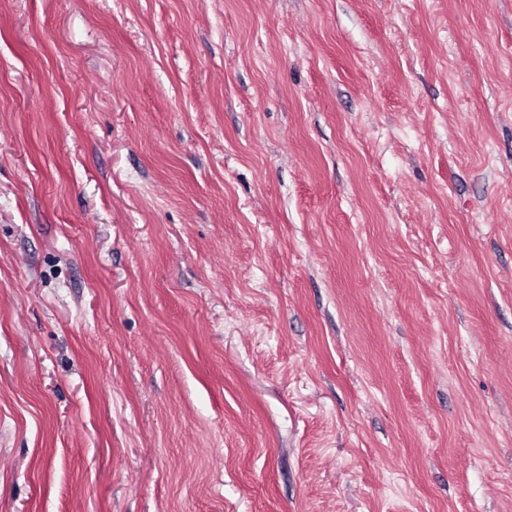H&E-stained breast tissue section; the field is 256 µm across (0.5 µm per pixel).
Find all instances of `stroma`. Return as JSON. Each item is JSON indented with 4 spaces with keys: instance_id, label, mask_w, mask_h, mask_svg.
<instances>
[{
    "instance_id": "obj_1",
    "label": "stroma",
    "mask_w": 512,
    "mask_h": 512,
    "mask_svg": "<svg viewBox=\"0 0 512 512\" xmlns=\"http://www.w3.org/2000/svg\"><path fill=\"white\" fill-rule=\"evenodd\" d=\"M0 512H512V0H0Z\"/></svg>"
}]
</instances>
